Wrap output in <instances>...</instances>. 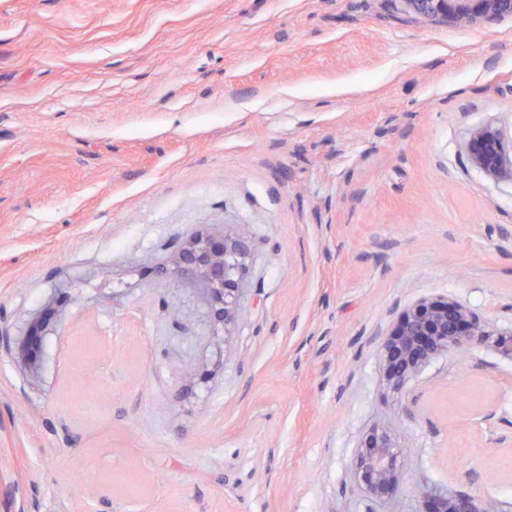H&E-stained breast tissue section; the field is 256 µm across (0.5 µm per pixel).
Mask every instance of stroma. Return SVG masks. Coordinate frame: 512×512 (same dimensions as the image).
<instances>
[{"instance_id":"obj_1","label":"stroma","mask_w":512,"mask_h":512,"mask_svg":"<svg viewBox=\"0 0 512 512\" xmlns=\"http://www.w3.org/2000/svg\"><path fill=\"white\" fill-rule=\"evenodd\" d=\"M512 16L398 0H0V512H417L354 485L395 422L417 482L512 512V360L388 388L378 347L449 296L512 328ZM237 225L223 354L158 265ZM41 365L8 349L55 289ZM492 455H484V448ZM468 449L459 457V449ZM406 11L435 22L469 25L478 20L512 15V0H399ZM471 165L488 179L512 181V144L490 124L473 128L465 142Z\"/></svg>"}]
</instances>
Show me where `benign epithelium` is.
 <instances>
[{"instance_id":"benign-epithelium-1","label":"benign epithelium","mask_w":512,"mask_h":512,"mask_svg":"<svg viewBox=\"0 0 512 512\" xmlns=\"http://www.w3.org/2000/svg\"><path fill=\"white\" fill-rule=\"evenodd\" d=\"M406 11L435 22L469 25L481 19L512 15V0H400ZM471 165L488 179L512 181V144L490 124L473 128L465 142ZM248 241L236 225L192 234L169 255L161 276L194 288L214 335L224 331V350H230L233 330L245 291ZM480 346L512 359V328L477 317L471 308L451 297L424 296L402 313L379 349L385 384L400 390L416 379L429 362L442 354ZM12 360L35 367L24 341L9 348ZM399 437L394 426L374 424L360 438L352 464L356 486L372 500L391 495L405 475ZM420 512H501L496 500L458 495L448 489L416 486Z\"/></svg>"}]
</instances>
